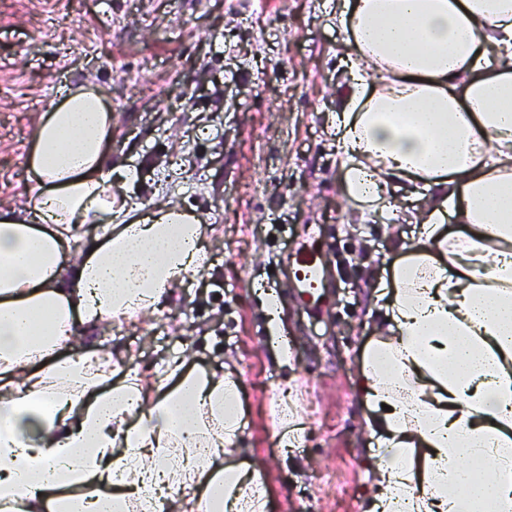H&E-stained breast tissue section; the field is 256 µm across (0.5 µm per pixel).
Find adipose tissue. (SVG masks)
Wrapping results in <instances>:
<instances>
[{"label":"adipose tissue","instance_id":"ef3b65f1","mask_svg":"<svg viewBox=\"0 0 512 512\" xmlns=\"http://www.w3.org/2000/svg\"><path fill=\"white\" fill-rule=\"evenodd\" d=\"M336 18L343 192L416 230L362 362L371 512H512V0H339ZM111 142L104 95L65 88L34 130L23 210L0 204V512H266L257 471L231 461L230 373L175 360L146 383L66 352L211 268L194 209L114 192Z\"/></svg>","mask_w":512,"mask_h":512}]
</instances>
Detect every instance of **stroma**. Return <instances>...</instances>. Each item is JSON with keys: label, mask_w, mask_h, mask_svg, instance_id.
Here are the masks:
<instances>
[{"label": "stroma", "mask_w": 512, "mask_h": 512, "mask_svg": "<svg viewBox=\"0 0 512 512\" xmlns=\"http://www.w3.org/2000/svg\"><path fill=\"white\" fill-rule=\"evenodd\" d=\"M350 52L336 0H0V202L23 207L33 133L65 86L100 89L116 115L112 164L134 167L144 208L193 207L213 231L209 276L152 315L83 332L74 353L133 350L226 368L240 388L237 462L267 512H368L378 436L358 390L378 338L385 258L414 227L356 220L331 119ZM321 250L319 302L288 269Z\"/></svg>", "instance_id": "35a3bbf8"}]
</instances>
